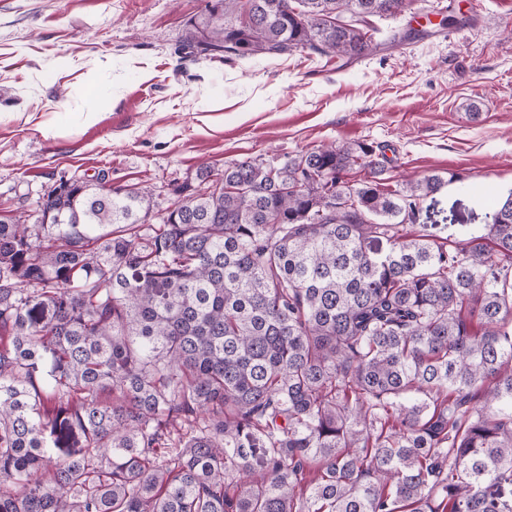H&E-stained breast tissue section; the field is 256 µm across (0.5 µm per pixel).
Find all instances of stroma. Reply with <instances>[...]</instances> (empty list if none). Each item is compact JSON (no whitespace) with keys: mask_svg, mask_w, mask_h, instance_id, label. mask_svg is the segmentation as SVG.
<instances>
[{"mask_svg":"<svg viewBox=\"0 0 512 512\" xmlns=\"http://www.w3.org/2000/svg\"><path fill=\"white\" fill-rule=\"evenodd\" d=\"M214 2L0 0V210L31 214L59 182L101 174L147 187L160 215L201 162L366 140L385 147L387 184L442 177L421 223L485 233L512 192V0H414L399 19L413 42L345 68L307 50L187 54Z\"/></svg>","mask_w":512,"mask_h":512,"instance_id":"1","label":"stroma"}]
</instances>
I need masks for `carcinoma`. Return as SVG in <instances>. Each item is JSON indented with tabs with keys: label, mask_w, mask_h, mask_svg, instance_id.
Wrapping results in <instances>:
<instances>
[{
	"label": "carcinoma",
	"mask_w": 512,
	"mask_h": 512,
	"mask_svg": "<svg viewBox=\"0 0 512 512\" xmlns=\"http://www.w3.org/2000/svg\"><path fill=\"white\" fill-rule=\"evenodd\" d=\"M412 0H216L186 47L347 64ZM382 148L0 214V512H512V193L416 225L443 180Z\"/></svg>",
	"instance_id": "cac0c4a2"
}]
</instances>
